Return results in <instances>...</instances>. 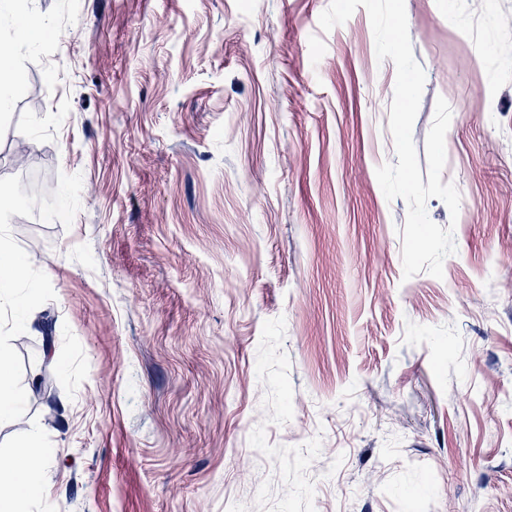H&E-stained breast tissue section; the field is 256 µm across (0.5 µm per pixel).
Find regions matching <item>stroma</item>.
I'll list each match as a JSON object with an SVG mask.
<instances>
[{"instance_id":"1","label":"stroma","mask_w":512,"mask_h":512,"mask_svg":"<svg viewBox=\"0 0 512 512\" xmlns=\"http://www.w3.org/2000/svg\"><path fill=\"white\" fill-rule=\"evenodd\" d=\"M329 2L14 0L34 50L0 20L37 286L0 301V467L34 429L54 450L22 512H512V0H405L419 163L452 111L439 279L404 278L376 176L395 66ZM13 28L15 40L29 47H35L44 38V30L31 16H15ZM20 395L11 378L8 359L0 356V419H9L19 412Z\"/></svg>"}]
</instances>
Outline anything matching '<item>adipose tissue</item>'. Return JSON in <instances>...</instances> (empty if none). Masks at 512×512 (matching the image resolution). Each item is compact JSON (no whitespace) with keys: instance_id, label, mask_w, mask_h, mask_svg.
<instances>
[{"instance_id":"ef3b65f1","label":"adipose tissue","mask_w":512,"mask_h":512,"mask_svg":"<svg viewBox=\"0 0 512 512\" xmlns=\"http://www.w3.org/2000/svg\"><path fill=\"white\" fill-rule=\"evenodd\" d=\"M51 454V449L43 446L39 438H31L22 463L0 469V503L38 496L45 485L46 465Z\"/></svg>"}]
</instances>
